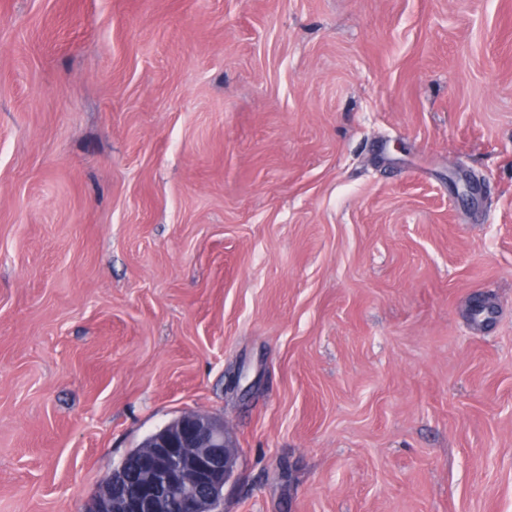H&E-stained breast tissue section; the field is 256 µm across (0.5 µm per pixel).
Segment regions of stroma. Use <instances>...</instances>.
Here are the masks:
<instances>
[{"label":"stroma","mask_w":512,"mask_h":512,"mask_svg":"<svg viewBox=\"0 0 512 512\" xmlns=\"http://www.w3.org/2000/svg\"><path fill=\"white\" fill-rule=\"evenodd\" d=\"M188 411L223 512H512V0H0V512Z\"/></svg>","instance_id":"1"}]
</instances>
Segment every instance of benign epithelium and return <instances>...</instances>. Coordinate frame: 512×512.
<instances>
[{"mask_svg":"<svg viewBox=\"0 0 512 512\" xmlns=\"http://www.w3.org/2000/svg\"><path fill=\"white\" fill-rule=\"evenodd\" d=\"M144 442L150 452L142 461L140 489L114 490L112 499H97L92 512H170L175 499L181 512H215L236 460L223 420L185 413Z\"/></svg>","mask_w":512,"mask_h":512,"instance_id":"obj_1","label":"benign epithelium"}]
</instances>
